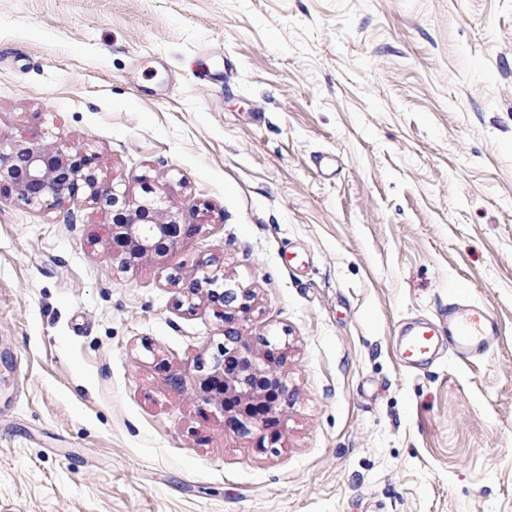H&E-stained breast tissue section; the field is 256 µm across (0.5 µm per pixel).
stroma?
<instances>
[{
	"label": "stroma",
	"mask_w": 512,
	"mask_h": 512,
	"mask_svg": "<svg viewBox=\"0 0 512 512\" xmlns=\"http://www.w3.org/2000/svg\"><path fill=\"white\" fill-rule=\"evenodd\" d=\"M0 133L203 226L122 269L110 207L0 200V512H512V0H0ZM208 258L288 352L259 437L165 382ZM458 301L493 349L405 366Z\"/></svg>",
	"instance_id": "stroma-1"
}]
</instances>
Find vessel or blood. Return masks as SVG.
Segmentation results:
<instances>
[{
	"label": "vessel or blood",
	"mask_w": 512,
	"mask_h": 512,
	"mask_svg": "<svg viewBox=\"0 0 512 512\" xmlns=\"http://www.w3.org/2000/svg\"><path fill=\"white\" fill-rule=\"evenodd\" d=\"M499 335L498 322L477 305L453 304L443 325L413 326L402 342V356L411 364L427 361L439 346H447L458 359L487 352Z\"/></svg>",
	"instance_id": "1"
}]
</instances>
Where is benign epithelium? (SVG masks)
I'll return each mask as SVG.
<instances>
[{
	"mask_svg": "<svg viewBox=\"0 0 512 512\" xmlns=\"http://www.w3.org/2000/svg\"><path fill=\"white\" fill-rule=\"evenodd\" d=\"M86 199L112 208L115 214L105 232L112 262L121 268L155 257L171 255L186 239L200 233L203 224H185L168 197L146 185V196L118 194L99 181L95 156L74 151L62 139L39 134L15 139L0 136V198L32 207L65 208ZM188 303L199 299L223 321L224 342L206 358L196 357L193 378L202 402L219 408L224 426L241 437L253 436L277 422L293 406L295 390L243 333V321L252 308L254 293L226 284L213 259L201 260L185 273L177 267L169 276Z\"/></svg>",
	"mask_w": 512,
	"mask_h": 512,
	"instance_id": "1",
	"label": "benign epithelium"
}]
</instances>
